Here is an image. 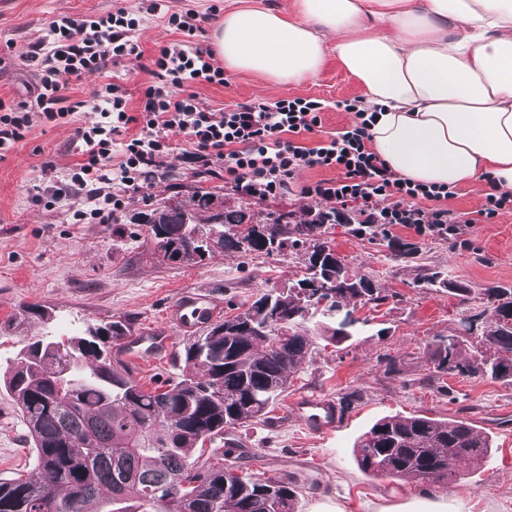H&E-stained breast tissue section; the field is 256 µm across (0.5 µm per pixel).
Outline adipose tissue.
Masks as SVG:
<instances>
[{
  "instance_id": "ef3b65f1",
  "label": "adipose tissue",
  "mask_w": 512,
  "mask_h": 512,
  "mask_svg": "<svg viewBox=\"0 0 512 512\" xmlns=\"http://www.w3.org/2000/svg\"><path fill=\"white\" fill-rule=\"evenodd\" d=\"M212 45L226 70L286 87L327 57L381 112L374 151L400 177L512 191V0H291L225 9Z\"/></svg>"
}]
</instances>
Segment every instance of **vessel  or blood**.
I'll list each match as a JSON object with an SVG mask.
<instances>
[{
	"mask_svg": "<svg viewBox=\"0 0 512 512\" xmlns=\"http://www.w3.org/2000/svg\"><path fill=\"white\" fill-rule=\"evenodd\" d=\"M222 304L213 295L196 291L181 296L170 312L166 326L142 328L122 337L112 350L114 362L132 366L169 356L176 334L192 335L206 321L216 318ZM290 414L303 428L315 435L336 431L340 415L333 397L313 392L297 396L289 406Z\"/></svg>",
	"mask_w": 512,
	"mask_h": 512,
	"instance_id": "vessel-or-blood-1",
	"label": "vessel or blood"
}]
</instances>
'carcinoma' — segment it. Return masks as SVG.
I'll return each mask as SVG.
<instances>
[{
    "instance_id": "1",
    "label": "carcinoma",
    "mask_w": 512,
    "mask_h": 512,
    "mask_svg": "<svg viewBox=\"0 0 512 512\" xmlns=\"http://www.w3.org/2000/svg\"><path fill=\"white\" fill-rule=\"evenodd\" d=\"M188 210L200 229L221 224L230 232L224 250L270 255L307 243L327 251L319 271L306 266L274 297L283 313H299L291 333L264 340L248 330L224 333L225 325L242 319L254 329L262 327L268 319L265 293L186 345L182 377L152 391L112 367V344L123 336L118 322L89 324L67 340L25 343L0 379L28 425L49 483L0 480V512H89V503L105 497L136 499L143 512H296L297 485L240 473L224 466L222 456L192 461L191 452L198 447L205 454L206 442L268 413L309 351L300 329L307 318L320 316L323 333L340 342L350 336L348 330L340 336L334 330L340 309L351 302L376 311L388 299L386 289L369 275L348 270L331 242L314 238L320 225L268 224L248 207L224 206L215 190L197 189L185 201H159L131 220L146 224L163 260L196 264L210 251L179 256V230ZM245 241L249 246H243ZM338 274L349 279L341 300L300 305L304 283L326 282ZM482 295L490 317L472 360L459 361L464 336L447 338L435 344L436 369L511 380L512 287H485ZM488 448V439L462 420L384 417L362 435L355 456L359 468L377 478L437 473L446 485L457 477L458 460L477 465Z\"/></svg>"
}]
</instances>
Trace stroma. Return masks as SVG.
Masks as SVG:
<instances>
[{
    "mask_svg": "<svg viewBox=\"0 0 512 512\" xmlns=\"http://www.w3.org/2000/svg\"><path fill=\"white\" fill-rule=\"evenodd\" d=\"M139 3L0 0V100L22 102L36 112V71L22 55L57 15H102ZM174 38L161 20L149 18L140 25L137 39L143 57L127 58L115 70L131 106H138L153 82L146 69L149 56ZM226 79L223 86H195L201 107L294 97L322 100L323 127L307 135L310 147L350 122L351 113L338 110L337 101L361 94L332 58L317 76L284 88L252 73L230 72ZM73 127L34 124L26 139L0 161V368L24 340L64 339L81 334L90 323L119 322L132 332L165 322L171 306L189 291H209L223 302L225 313L233 314L258 294L287 286L302 270L307 252L303 245L272 255L218 252L191 266L162 260L146 226L129 218L155 201L186 199L199 186L194 170L176 155L170 158L168 181L148 195H131L120 224L114 226L73 223L70 211L36 200L34 187L45 163L53 164L61 180L76 163L70 148ZM321 232L348 264L395 296L377 317H370L368 309L358 310L359 324L340 343L321 335L315 321L305 323L312 352L289 379L287 392L263 421L227 432L239 443L236 466L301 486L298 512H313L324 499L338 503L344 512H373L378 506L440 497L460 502L462 512H512V382L437 372L435 343L455 328L459 299L443 288L416 285L428 266L479 289L512 287V212L471 228L467 249L403 227L393 229L388 248L353 236L345 224H327ZM33 305L49 307L51 319L28 314ZM299 388L335 399L343 421L333 435H309L286 416L290 393ZM416 415L464 420L489 436L491 454L471 466L465 485L447 488L417 478H374L359 469L353 446L361 434L380 418ZM16 476L40 479V466L22 415L0 385V479Z\"/></svg>",
    "mask_w": 512,
    "mask_h": 512,
    "instance_id": "stroma-1",
    "label": "stroma"
}]
</instances>
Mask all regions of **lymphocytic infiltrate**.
<instances>
[{"mask_svg":"<svg viewBox=\"0 0 512 512\" xmlns=\"http://www.w3.org/2000/svg\"><path fill=\"white\" fill-rule=\"evenodd\" d=\"M144 13L162 19L177 38L153 53L149 71L155 83L132 111L126 89L111 75L127 57L141 56L134 35ZM141 14L120 6L97 16H58L26 54L39 72L37 116H30L24 105L0 101L1 161L26 138L33 119L49 126L71 124L82 104L67 93L70 79L92 72L104 76L95 94L98 118L75 128L72 148L79 160L65 187L52 195L56 203L80 200L73 212L75 223H111L126 197L165 182L168 160L176 152L171 139L175 132L187 138L190 148L181 154L198 175L221 181L251 201L287 194L300 170L331 171V178L299 191L301 198L324 205L311 214L315 224L341 220L371 224L386 233L401 225L463 246L472 225L512 210V191L494 185L481 209L459 212L444 205L453 189L398 176L371 149L369 128L375 115L359 98L340 101V108L351 113V123L314 147L305 146L302 139L322 126L318 100L296 97L218 110L200 107L192 86L223 84L224 69L212 50L195 39L197 12L170 11L166 0H149ZM116 150L121 153L117 163L112 160Z\"/></svg>","mask_w":512,"mask_h":512,"instance_id":"f902f5d3","label":"lymphocytic infiltrate"}]
</instances>
